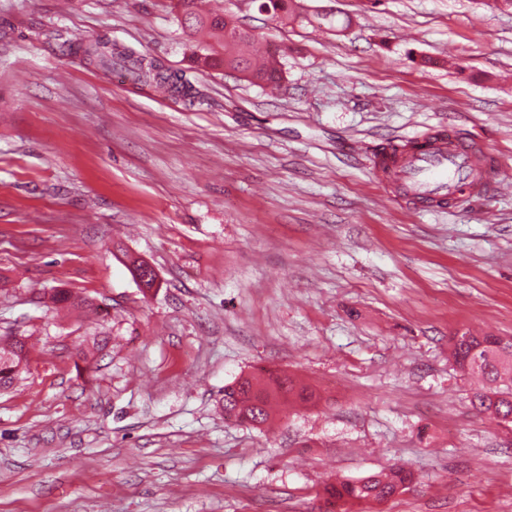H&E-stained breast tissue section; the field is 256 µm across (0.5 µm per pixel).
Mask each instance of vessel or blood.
<instances>
[{
  "label": "vessel or blood",
  "mask_w": 512,
  "mask_h": 512,
  "mask_svg": "<svg viewBox=\"0 0 512 512\" xmlns=\"http://www.w3.org/2000/svg\"><path fill=\"white\" fill-rule=\"evenodd\" d=\"M373 165L393 172L401 183L402 198L422 210L438 207L464 183L476 193L500 191L504 173L491 150L477 148L444 127L410 141L393 140L376 152Z\"/></svg>",
  "instance_id": "1"
}]
</instances>
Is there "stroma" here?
I'll list each match as a JSON object with an SVG mask.
<instances>
[{"mask_svg":"<svg viewBox=\"0 0 512 512\" xmlns=\"http://www.w3.org/2000/svg\"><path fill=\"white\" fill-rule=\"evenodd\" d=\"M173 3L0 0V337L29 339L0 512H319L326 479L394 465L415 482L370 512H512V429L448 358L512 336V183L414 211L368 155L444 126L512 171V9L212 0L279 48L273 91L192 71ZM97 37L201 102L59 48ZM260 367L321 402L225 419ZM297 0H260L258 9L261 12H266L271 18L280 17H299L297 9L299 3Z\"/></svg>","mask_w":512,"mask_h":512,"instance_id":"1","label":"stroma"}]
</instances>
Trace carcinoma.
Segmentation results:
<instances>
[{
	"mask_svg": "<svg viewBox=\"0 0 512 512\" xmlns=\"http://www.w3.org/2000/svg\"><path fill=\"white\" fill-rule=\"evenodd\" d=\"M178 21L188 32L189 61L198 71H224L228 67L242 69L259 83L278 86L282 80L277 49L269 47L263 60L254 59L255 35L236 25L224 12H204L198 0H177ZM297 0H259L258 9L272 18L299 16ZM83 55L104 70L116 66L129 73L137 83H144L163 95L176 92L194 103L197 90L186 74L173 70L154 59H146L130 50H120L111 42L96 38L82 47ZM26 350L22 338L12 340V349H0V388L13 384L20 374ZM449 357L463 372L481 377L489 383L473 394L472 405L481 413L491 412L502 421L512 423V338L477 335L469 330L454 334L449 340ZM294 395L303 402L315 398L307 387H294L286 375L267 372L265 376L241 375L224 386V414L255 426L270 424L281 401ZM414 482V474L394 466L386 471L355 479L325 483L319 494L325 508L338 503L352 509L381 503L396 490H406Z\"/></svg>",
	"mask_w": 512,
	"mask_h": 512,
	"instance_id": "obj_1",
	"label": "carcinoma"
}]
</instances>
